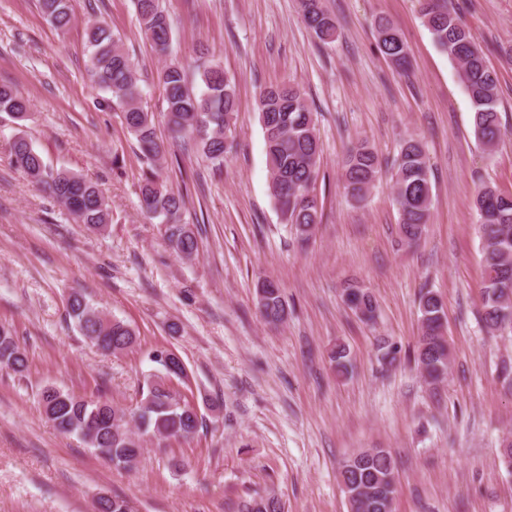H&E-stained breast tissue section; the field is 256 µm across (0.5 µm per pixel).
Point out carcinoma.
Returning a JSON list of instances; mask_svg holds the SVG:
<instances>
[{"label":"carcinoma","mask_w":512,"mask_h":512,"mask_svg":"<svg viewBox=\"0 0 512 512\" xmlns=\"http://www.w3.org/2000/svg\"><path fill=\"white\" fill-rule=\"evenodd\" d=\"M423 25L434 44L458 66L461 83L472 105L475 136L488 148L494 147L502 132L498 110L499 80L468 27L461 22L448 0H419ZM45 20L56 30L66 29L72 20L68 0H37ZM140 27L157 55L171 54L172 27L160 0H134ZM303 19L322 43L333 41L337 23L322 0H301ZM378 50L396 67L409 66L407 46L399 31L385 18L374 21ZM91 48L88 77L104 93L99 105L119 110L126 129L137 139L144 157L155 162L165 147L155 134L153 113L142 101L140 76L120 36L104 24L88 29ZM202 89L189 87L184 68L175 60L164 63L158 78L164 89L165 112L171 137H189L216 170L233 147L227 139L237 112L235 83L214 61L198 66ZM29 101L11 87L0 85V112L16 121L29 117ZM259 123L263 131L269 190L281 223L295 225L296 236L305 244L320 222L318 202L312 187L319 175L322 148L316 131L315 113L305 92L284 83L265 88L259 97ZM11 164L34 183L49 191L78 224L93 229L106 227L111 206L97 185L63 168L46 163L24 135L14 137ZM382 168L378 154L365 142L350 149L343 180L347 194L364 200ZM392 181L400 214V233L408 242L421 238L430 219L432 183L424 145L405 141L393 163ZM141 211L161 224L170 248L182 259L198 254V241L191 225L183 222L185 199L167 189L154 169L143 173ZM482 232L484 280L481 288L482 322L492 336L512 333V194L483 185L474 200ZM345 304L360 319L371 322L377 306L372 296L356 287L345 289ZM256 306L265 322L278 325L288 319V303L279 283L256 292ZM421 336L413 358L424 380L435 385L447 374L450 350L443 332L441 296L425 289L419 297ZM69 317L79 333L103 353L116 354L136 342L133 328L75 296L69 303ZM159 373L147 383L146 393L131 411L100 398L87 399L56 386L43 388L40 401L45 419L59 432L73 435L107 458L118 470L129 471L139 463L148 439L163 442L189 439L202 425L196 407L179 388L183 381L182 360L169 349L153 351ZM0 367L22 373L27 358L18 341L0 330ZM339 476L350 512H393L395 464L384 448H368L346 458ZM95 512H134L129 499L118 495L98 497ZM239 512H284L281 500L265 494L245 500Z\"/></svg>","instance_id":"cac0c4a2"}]
</instances>
